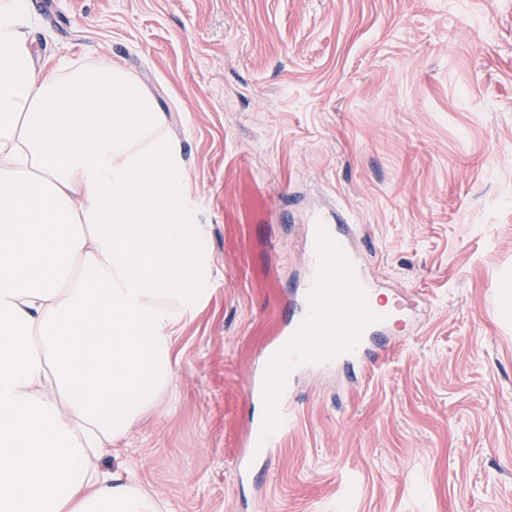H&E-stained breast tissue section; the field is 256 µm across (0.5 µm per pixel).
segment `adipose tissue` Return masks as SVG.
<instances>
[{
	"label": "adipose tissue",
	"mask_w": 512,
	"mask_h": 512,
	"mask_svg": "<svg viewBox=\"0 0 512 512\" xmlns=\"http://www.w3.org/2000/svg\"><path fill=\"white\" fill-rule=\"evenodd\" d=\"M0 0V512H160L95 474L173 384L206 256L165 112L109 59L37 66Z\"/></svg>",
	"instance_id": "obj_1"
}]
</instances>
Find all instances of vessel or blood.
Masks as SVG:
<instances>
[{"mask_svg":"<svg viewBox=\"0 0 512 512\" xmlns=\"http://www.w3.org/2000/svg\"><path fill=\"white\" fill-rule=\"evenodd\" d=\"M306 232L309 276L290 303L286 343L265 358L247 387L266 405L263 420L246 439L254 463L278 447L293 424L291 392L297 372L372 367L403 324L396 310L375 306L374 289L363 276L353 227L343 210L312 212Z\"/></svg>","mask_w":512,"mask_h":512,"instance_id":"obj_1","label":"vessel or blood"}]
</instances>
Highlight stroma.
<instances>
[{
    "label": "stroma",
    "mask_w": 512,
    "mask_h": 512,
    "mask_svg": "<svg viewBox=\"0 0 512 512\" xmlns=\"http://www.w3.org/2000/svg\"><path fill=\"white\" fill-rule=\"evenodd\" d=\"M39 63L109 57L166 112L210 241L165 415L103 472L172 512H512V0H30ZM345 209L415 321L354 385L302 372L298 422L234 467L244 391L306 277L307 214Z\"/></svg>",
    "instance_id": "35a3bbf8"
}]
</instances>
